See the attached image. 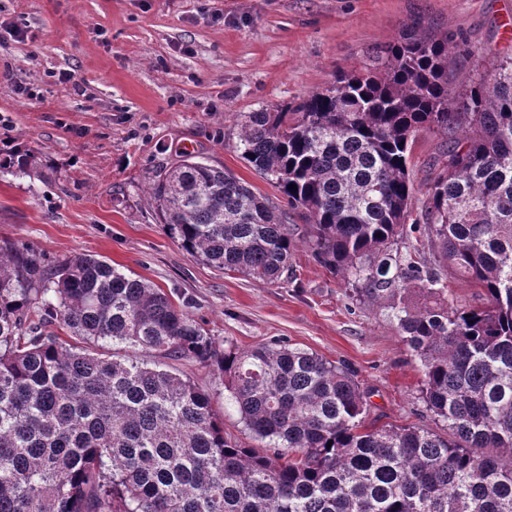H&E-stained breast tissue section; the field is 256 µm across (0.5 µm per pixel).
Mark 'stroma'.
Returning <instances> with one entry per match:
<instances>
[{"mask_svg": "<svg viewBox=\"0 0 512 512\" xmlns=\"http://www.w3.org/2000/svg\"><path fill=\"white\" fill-rule=\"evenodd\" d=\"M26 26L16 40L8 26ZM465 40L448 83L485 70L481 50H512V0H0V144L41 160V176L0 169V240L47 261L84 253L189 302L220 348L280 341L345 365L374 426L442 432L421 398L419 358L388 302L357 301L291 223L287 273L266 283L190 258L146 189L180 150L279 199L242 159L243 115L297 104L358 67L406 25ZM35 87L40 97L21 98ZM441 136L420 130L408 165L416 199Z\"/></svg>", "mask_w": 512, "mask_h": 512, "instance_id": "35a3bbf8", "label": "stroma"}]
</instances>
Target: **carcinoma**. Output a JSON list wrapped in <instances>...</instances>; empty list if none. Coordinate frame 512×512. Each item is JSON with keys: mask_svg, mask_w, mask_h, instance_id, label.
<instances>
[{"mask_svg": "<svg viewBox=\"0 0 512 512\" xmlns=\"http://www.w3.org/2000/svg\"><path fill=\"white\" fill-rule=\"evenodd\" d=\"M422 128L446 143L415 216ZM239 148L285 204L183 150L147 187L166 232L194 260L271 282L288 270L290 215L304 219L353 296L390 302L447 434L367 424L344 367L280 342L221 349L187 302L105 260L49 263L3 241L0 512H512V52L456 93L448 38L404 30L299 104L247 113ZM10 166L29 175L39 158ZM421 225L431 260L394 249ZM444 268L487 305L448 303ZM416 289L429 302L409 303ZM172 361L224 372L267 451L225 434Z\"/></svg>", "mask_w": 512, "mask_h": 512, "instance_id": "cac0c4a2", "label": "carcinoma"}]
</instances>
